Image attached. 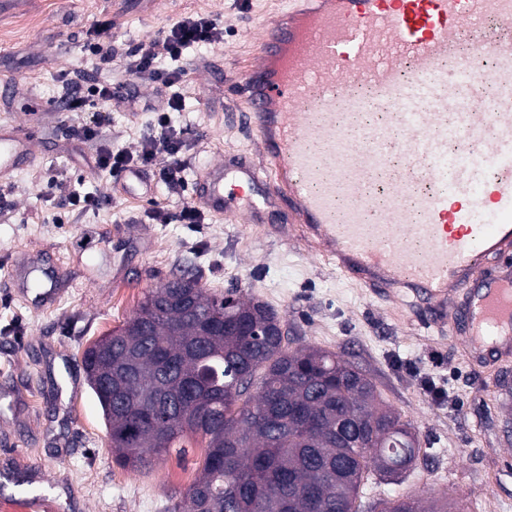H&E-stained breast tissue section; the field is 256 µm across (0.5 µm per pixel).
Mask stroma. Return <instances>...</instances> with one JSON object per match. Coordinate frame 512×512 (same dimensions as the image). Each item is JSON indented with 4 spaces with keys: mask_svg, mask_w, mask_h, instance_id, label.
<instances>
[{
    "mask_svg": "<svg viewBox=\"0 0 512 512\" xmlns=\"http://www.w3.org/2000/svg\"><path fill=\"white\" fill-rule=\"evenodd\" d=\"M284 2L152 0L146 8L139 0H20L0 13V75L11 82L0 123L39 116L33 161L0 183V512H166L170 497L192 484L203 454L195 438L148 472L116 463L81 365L83 350L121 326L148 288L183 275L269 304L291 346L354 362L413 425L426 462L397 482L369 480L371 499L430 501L453 489L468 512H512V361L474 367L462 340L424 329L407 303L374 294L289 237L285 208L270 210L262 224L148 217L190 202L197 168L252 149L255 133L231 86L254 58L260 23ZM196 15L223 26L224 39L180 61L184 102L169 121L183 141L184 180L173 188L157 181L151 198L127 196L120 173L84 166L83 154L97 145L72 133L96 125L105 144L137 149L156 118L142 104L156 100L159 86L115 64L99 67L89 32L109 23L123 49ZM83 70L133 87L136 101L113 100L108 112L93 104L59 109L63 80ZM79 180L102 198L99 210L82 214L67 205L66 187ZM30 254L61 271L43 308L19 292L11 273ZM427 380L445 390L444 401L425 391Z\"/></svg>",
    "mask_w": 512,
    "mask_h": 512,
    "instance_id": "obj_1",
    "label": "stroma"
}]
</instances>
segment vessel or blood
Wrapping results in <instances>:
<instances>
[{"label":"vessel or blood","mask_w":512,"mask_h":512,"mask_svg":"<svg viewBox=\"0 0 512 512\" xmlns=\"http://www.w3.org/2000/svg\"><path fill=\"white\" fill-rule=\"evenodd\" d=\"M232 92L256 154L208 164L197 204L248 224L287 204L301 241L426 328L481 362L512 351V0H289ZM31 153L29 126L0 124L1 180ZM58 278L37 263L18 285Z\"/></svg>","instance_id":"vessel-or-blood-1"}]
</instances>
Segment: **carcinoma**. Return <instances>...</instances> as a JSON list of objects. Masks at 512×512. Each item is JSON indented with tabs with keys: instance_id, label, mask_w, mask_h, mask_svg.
Instances as JSON below:
<instances>
[{
	"instance_id": "1",
	"label": "carcinoma",
	"mask_w": 512,
	"mask_h": 512,
	"mask_svg": "<svg viewBox=\"0 0 512 512\" xmlns=\"http://www.w3.org/2000/svg\"><path fill=\"white\" fill-rule=\"evenodd\" d=\"M82 366L118 464L150 471L186 436L205 443L168 512H466L447 491L430 509L408 495L363 500L368 475L416 467L418 435L366 373L290 347L275 310L235 290L193 277L150 288Z\"/></svg>"
}]
</instances>
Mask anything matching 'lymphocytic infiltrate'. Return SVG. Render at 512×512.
Returning a JSON list of instances; mask_svg holds the SVG:
<instances>
[{
    "label": "lymphocytic infiltrate",
    "instance_id": "1",
    "mask_svg": "<svg viewBox=\"0 0 512 512\" xmlns=\"http://www.w3.org/2000/svg\"><path fill=\"white\" fill-rule=\"evenodd\" d=\"M109 24H101L92 33L95 54L100 63H118L131 75L158 83L168 94L156 107L157 128L144 137L138 150L112 149L101 147L93 158L94 167L102 173L125 171L136 168L147 172L157 162H164V180L176 186L182 182L183 167L180 161L182 140L179 133L169 124L168 115L180 110L182 98L177 91L184 71L177 63L188 49L210 45L219 41L223 31L218 24L204 16H190L167 26L155 39L138 45L124 55L113 54L109 42ZM122 95L121 88L100 84L86 75L78 74L71 79L61 98L65 109L77 111L89 100H97L100 107H111L113 99Z\"/></svg>",
    "mask_w": 512,
    "mask_h": 512
}]
</instances>
